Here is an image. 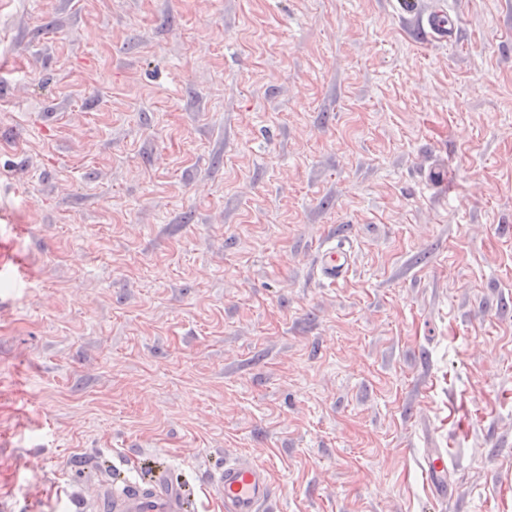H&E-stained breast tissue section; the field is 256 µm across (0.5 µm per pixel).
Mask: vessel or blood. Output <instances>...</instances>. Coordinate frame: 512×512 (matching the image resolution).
<instances>
[{"label":"vessel or blood","instance_id":"obj_1","mask_svg":"<svg viewBox=\"0 0 512 512\" xmlns=\"http://www.w3.org/2000/svg\"><path fill=\"white\" fill-rule=\"evenodd\" d=\"M320 270L330 282L344 280L349 270L347 250L325 247ZM422 472L433 488H442L448 478L445 453L438 450L430 453ZM212 488L223 497L224 512H265L273 495L268 469L247 457L225 461L223 469L213 477ZM189 501L185 486L174 482L163 471L147 480L129 479L102 499L108 512H187Z\"/></svg>","mask_w":512,"mask_h":512}]
</instances>
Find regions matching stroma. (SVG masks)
I'll return each instance as SVG.
<instances>
[{
    "label": "stroma",
    "instance_id": "1",
    "mask_svg": "<svg viewBox=\"0 0 512 512\" xmlns=\"http://www.w3.org/2000/svg\"><path fill=\"white\" fill-rule=\"evenodd\" d=\"M435 2L0 0V512H512V0ZM320 257V270L331 283H338L347 276L349 254L344 247H324ZM423 475L430 485L438 491L446 484L448 490V460L446 454L440 450L433 451L424 460ZM214 492L224 498L225 512H265L273 486L269 471L250 458L224 460L212 480ZM189 488L174 482L164 471L150 479L139 481L131 478L121 488L103 495V512H186L190 497Z\"/></svg>",
    "mask_w": 512,
    "mask_h": 512
}]
</instances>
